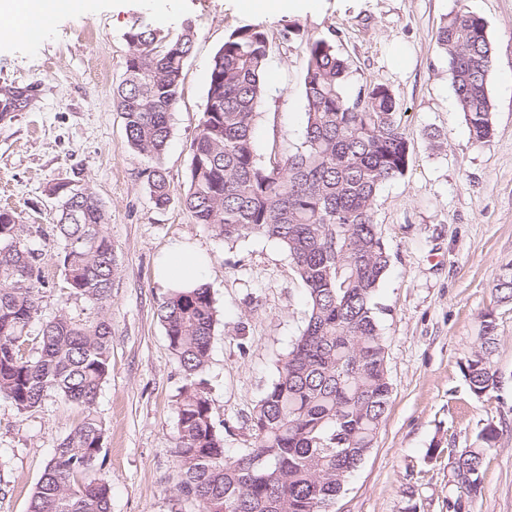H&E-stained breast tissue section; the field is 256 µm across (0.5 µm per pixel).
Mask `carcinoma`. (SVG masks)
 Listing matches in <instances>:
<instances>
[{"instance_id": "1", "label": "carcinoma", "mask_w": 512, "mask_h": 512, "mask_svg": "<svg viewBox=\"0 0 512 512\" xmlns=\"http://www.w3.org/2000/svg\"><path fill=\"white\" fill-rule=\"evenodd\" d=\"M125 38L124 78L112 95L128 146L152 163L151 198L165 207L170 196L161 155L195 31L188 25L172 35L140 25ZM437 43L448 60L457 111L473 143L484 144L494 133L495 112L488 88L494 48L486 23L457 11L439 27ZM268 51L265 32L243 26L213 55L202 118L189 146L183 206L226 241L258 234L279 242L306 287L308 320L251 417L254 448L230 460L200 379L220 322L210 289L173 291L160 308L187 380L177 406V492L197 502L199 512H332L345 478L373 448L391 394L374 302L390 255L373 214L381 188L408 167L398 97L375 83L348 91L346 59L331 38H313L302 75L303 141L287 156L263 161L253 132ZM82 191L71 208L61 209L56 229L67 288L89 303L95 317L77 323L60 315L46 322L34 357L21 347L39 313L38 253L25 242L17 213L0 210V401L26 413L54 393L84 410L56 446L28 512H111L110 485L91 472L106 437L96 400L110 372L107 312L116 264L103 230L105 209L89 188ZM495 288L499 301L512 302V265ZM496 326L495 312H485L479 345L462 365L477 397L498 385L490 363ZM496 441V431L484 429L477 446L454 457L456 482L468 492L477 493L484 451Z\"/></svg>"}]
</instances>
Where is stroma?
<instances>
[{"label": "stroma", "instance_id": "obj_1", "mask_svg": "<svg viewBox=\"0 0 512 512\" xmlns=\"http://www.w3.org/2000/svg\"><path fill=\"white\" fill-rule=\"evenodd\" d=\"M460 10L484 18L494 47V134L481 145L456 110L436 41L444 19ZM138 22L196 31L161 159L171 197L161 209L151 199L149 163L127 147L112 96L129 53L125 34ZM244 25L264 29L269 44L257 155L302 142L307 42L327 35L348 62V90L372 82L395 91L410 145L404 176L382 187L374 208L390 254L374 301L392 391L376 442L333 512H448L449 500L462 497L448 455L472 447L489 425L497 442L485 453L478 492L463 497L465 512H512V303L499 302L495 290L512 263V0H308L288 13H249L241 0H77L33 41L0 44V87L38 88L32 106L0 121V187L8 190L0 208L18 214L39 253L44 285L28 331L33 351L46 321L94 315L64 282L52 186L88 187L107 213L117 271L108 311L112 367L97 401L107 428L97 475L111 487V512H197L176 491L185 376L157 317L169 291L154 270L171 245H192L208 258L203 279L222 322L203 377L227 457L253 448L250 418L307 322V291L281 244L260 235L224 241L182 204L211 58ZM288 26L295 32L286 37ZM491 309V366L500 383L478 398L462 364ZM82 417L80 406L54 394L25 414L0 402V512H27L57 444Z\"/></svg>", "mask_w": 512, "mask_h": 512}]
</instances>
